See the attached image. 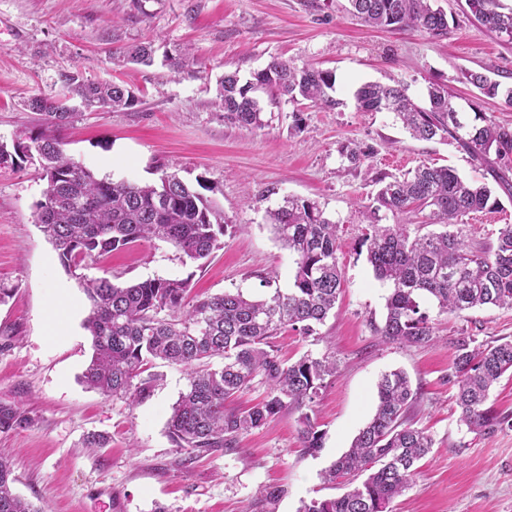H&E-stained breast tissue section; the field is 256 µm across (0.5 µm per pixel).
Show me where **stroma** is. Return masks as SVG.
<instances>
[{"instance_id": "1", "label": "stroma", "mask_w": 512, "mask_h": 512, "mask_svg": "<svg viewBox=\"0 0 512 512\" xmlns=\"http://www.w3.org/2000/svg\"><path fill=\"white\" fill-rule=\"evenodd\" d=\"M435 4L450 27L441 40L367 27L348 0H0V141L38 130L27 101L61 94L62 71L122 83L138 104L78 115L62 131L67 152L115 181L153 182L164 170L190 182L206 179L224 210L222 246L204 267L182 263L166 244L137 242L104 261L118 283L186 278L194 299L237 291L262 299L288 290L295 257L266 219L287 196L316 201L340 225L344 276L336 307L315 335L288 329L275 340L291 362L307 353L336 360L313 404L321 451L303 453L299 414L286 411L242 435L234 450L185 461L167 422L187 369L149 363L144 374L153 387L136 404L81 384L92 354L83 327L89 305L36 220L47 180L29 163L0 169V283L12 290L0 304V401L34 419L25 430L0 434L19 495L44 512H248L263 489L279 486L285 494L276 512H298L303 502L345 493V485L324 483L322 473L372 416L381 376L399 369L418 391L410 417L434 445L393 512H512V427L468 431L448 381L450 340L512 339V309L455 317L429 307L438 337L431 348L382 342L370 327L383 322L390 292L362 243L376 177L423 164L451 167L493 186L501 202L463 217L469 244L495 245L501 225L512 224V156L477 161L454 140L412 138L393 112L355 106L353 93L366 82L405 88L421 106L428 86L439 83L460 111L475 108L512 127V110L463 77L489 66L512 85V45L481 27L466 0ZM141 41L151 42L153 63L124 61V48ZM185 48L194 61L173 72L169 59ZM274 57L333 72L336 108L283 98L265 103L263 129L225 122L217 79L227 71L249 79ZM351 145L365 150L360 163L347 158ZM92 433L107 436V444L85 447Z\"/></svg>"}]
</instances>
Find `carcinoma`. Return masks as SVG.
Instances as JSON below:
<instances>
[{
	"label": "carcinoma",
	"mask_w": 512,
	"mask_h": 512,
	"mask_svg": "<svg viewBox=\"0 0 512 512\" xmlns=\"http://www.w3.org/2000/svg\"><path fill=\"white\" fill-rule=\"evenodd\" d=\"M351 13L367 25L393 31H416L431 38L448 36V19L432 6L433 0H349ZM474 19L498 38L512 43V8L500 0H466ZM127 60L148 65L152 47L141 42L127 51ZM465 80L489 98L512 109V86H504L479 71H467ZM60 81L69 96L36 95L27 107L44 117V126L71 124L77 113L68 109L77 97L87 112L131 108L135 92L123 85L92 81L78 72H65ZM335 75L304 66L297 68L277 57L242 81L229 71L219 80L224 121L255 130L266 125L255 102L264 94L271 101L283 96L322 109L339 102L329 95ZM357 109L397 115L411 137L419 140H457L469 154L481 159L495 150L512 152V128L487 121L477 112L466 122L442 85L427 89V106L415 104L400 87L365 83L354 93ZM482 124H477V121ZM62 139L47 131L29 133L8 146L0 143V168L37 163L48 181L37 204V221L58 252L66 270L89 301L84 328L92 338L93 354L82 382L107 397L136 403L151 385L140 378L152 360L190 370L188 385L173 407L168 432L177 448L192 453L235 448L238 438L264 426L285 410L300 412L303 450L321 449V435L311 415L304 412L318 395L326 377L336 372V360L304 354L289 363L273 349L272 339L285 327L305 336L317 332L335 308L343 288L338 264L340 225L309 199L288 197L267 211L277 238L295 256L293 287L272 297L254 300L242 293L189 298L186 279L154 278L122 286L108 273L89 277L104 256L137 242H163L183 259L203 266L220 246L226 219L219 204L176 173L164 171L158 181L138 184L97 177L63 149ZM379 189L364 237L367 259L377 279L392 285L383 324L372 325L374 335L389 343L428 348L437 342L424 300L441 314L460 315L484 307L512 308V224L498 229L496 244L473 247L460 228L462 217L495 210L499 200L487 185L464 181L444 166L421 165L401 177L376 178ZM430 209V224H381L379 211L397 217L412 208ZM453 371L448 381L456 387L461 409L459 422L472 431L493 432L509 422L486 406L491 388L512 372V340L475 344L469 336L449 342ZM214 358L223 359L211 366ZM267 386V395L245 411L227 407L235 395L255 379ZM418 392L401 370L382 376L374 415L359 431L351 447L323 473L327 483L341 478L361 482L339 497L312 499L299 512H391L417 474L418 463L429 454L433 439L407 417ZM31 416L0 403V434L28 428ZM12 461L0 448V512H42L14 491ZM284 495L269 488L251 505L250 512H272Z\"/></svg>",
	"instance_id": "carcinoma-1"
}]
</instances>
